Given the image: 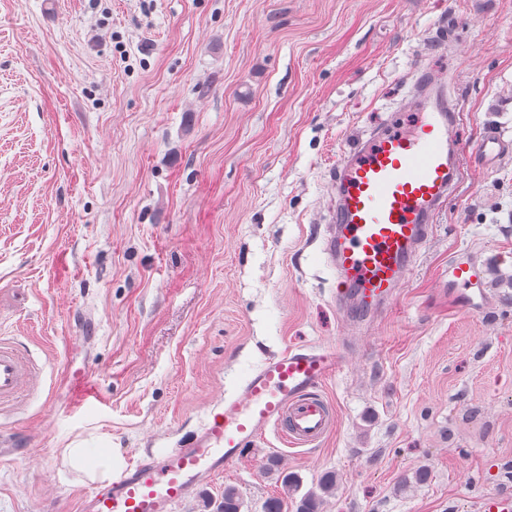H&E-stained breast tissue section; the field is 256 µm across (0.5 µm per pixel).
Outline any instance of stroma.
I'll return each mask as SVG.
<instances>
[{
	"label": "stroma",
	"instance_id": "35a3bbf8",
	"mask_svg": "<svg viewBox=\"0 0 512 512\" xmlns=\"http://www.w3.org/2000/svg\"><path fill=\"white\" fill-rule=\"evenodd\" d=\"M424 66L452 134L512 139V0H0V338L38 365L0 411V512H77L67 450L177 447L268 356L352 338L315 448L274 433L174 512L336 472L321 512L512 495V153H463L394 301L354 328L321 251L342 154L406 120ZM486 267L457 294L449 264ZM90 370L79 404L70 372ZM428 468L418 482L415 472Z\"/></svg>",
	"mask_w": 512,
	"mask_h": 512
}]
</instances>
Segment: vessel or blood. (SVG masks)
<instances>
[{
    "label": "vessel or blood",
    "mask_w": 512,
    "mask_h": 512,
    "mask_svg": "<svg viewBox=\"0 0 512 512\" xmlns=\"http://www.w3.org/2000/svg\"><path fill=\"white\" fill-rule=\"evenodd\" d=\"M412 108L418 119L408 130L372 132L330 174L336 207L322 250L336 271L337 307L353 303L363 316L394 300L460 176L464 148L451 135L460 100L425 72ZM343 361L341 349L330 346L268 357L188 441L89 487L79 512H173L204 477L224 473L273 427L295 445L318 443L335 420L318 389ZM35 374L16 345L0 340V406L19 399Z\"/></svg>",
    "instance_id": "obj_1"
}]
</instances>
